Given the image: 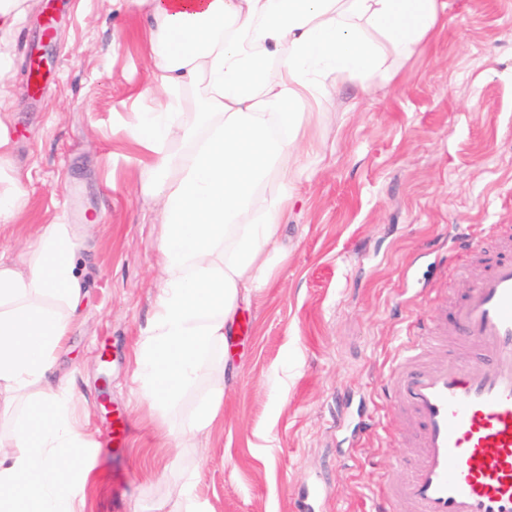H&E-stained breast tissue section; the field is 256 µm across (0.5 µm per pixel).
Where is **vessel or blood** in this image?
Masks as SVG:
<instances>
[{"mask_svg":"<svg viewBox=\"0 0 512 512\" xmlns=\"http://www.w3.org/2000/svg\"><path fill=\"white\" fill-rule=\"evenodd\" d=\"M468 246L486 267L453 304L454 331L422 336L439 359L408 355L390 371L415 430V465L409 480L381 488L376 512H512V239ZM452 346L474 359H447Z\"/></svg>","mask_w":512,"mask_h":512,"instance_id":"obj_1","label":"vessel or blood"}]
</instances>
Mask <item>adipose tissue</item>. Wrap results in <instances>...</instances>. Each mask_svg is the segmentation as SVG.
I'll return each instance as SVG.
<instances>
[{"mask_svg": "<svg viewBox=\"0 0 512 512\" xmlns=\"http://www.w3.org/2000/svg\"><path fill=\"white\" fill-rule=\"evenodd\" d=\"M143 9L150 91L158 101L132 135L157 179L164 232L151 313L133 350L143 408L196 447L224 411L234 375L227 338L241 303L277 278L282 221L316 153L313 106L340 85L371 92L421 53L443 26L446 0H130ZM34 0H0V74ZM206 110L181 112L184 93ZM0 119V232L29 193ZM78 240L68 225L34 232L24 265L0 258V512H80L92 441L73 418L66 383L51 385L57 355L84 296ZM198 399L191 410L183 402ZM198 464L179 468L158 512H211L194 488Z\"/></svg>", "mask_w": 512, "mask_h": 512, "instance_id": "obj_1", "label": "adipose tissue"}]
</instances>
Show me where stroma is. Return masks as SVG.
<instances>
[{"label": "stroma", "mask_w": 512, "mask_h": 512, "mask_svg": "<svg viewBox=\"0 0 512 512\" xmlns=\"http://www.w3.org/2000/svg\"><path fill=\"white\" fill-rule=\"evenodd\" d=\"M447 2V26L395 79L369 96L343 85L321 108L323 149L285 219L281 273L239 310L238 375L202 441L196 492L213 512H373L375 489L411 473L389 370L474 284L468 238L512 232V0ZM39 18L19 30L5 78L29 206L0 256L22 263L40 224L79 239L85 296L58 373L94 443L82 510L153 512L178 450L143 414L130 362L162 232L130 136L156 106L145 16L127 0H65L54 74L32 97ZM106 402L132 424L119 449Z\"/></svg>", "instance_id": "obj_1"}]
</instances>
